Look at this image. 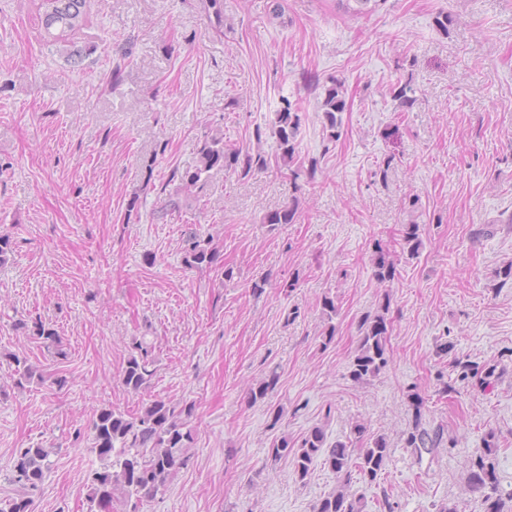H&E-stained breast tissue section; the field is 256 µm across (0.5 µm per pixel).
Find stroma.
<instances>
[{
    "instance_id": "stroma-1",
    "label": "stroma",
    "mask_w": 512,
    "mask_h": 512,
    "mask_svg": "<svg viewBox=\"0 0 512 512\" xmlns=\"http://www.w3.org/2000/svg\"><path fill=\"white\" fill-rule=\"evenodd\" d=\"M206 4L88 0L74 67L44 41L32 0H0V236L12 247L0 265V507L18 494L16 450L38 444L52 466L31 512H86L96 411L165 398L197 405L191 460L143 512H312L335 474L319 465L300 483L268 450L315 425L345 439L356 420L391 442L381 481L396 512L441 501L484 512L466 486L486 432L512 487V288L492 284L512 261V224L497 222L512 213V0H381L363 15L351 0H223L219 17ZM333 78L348 109L332 142L320 103ZM404 83L409 106L389 94ZM285 98L301 115L291 167L246 178L214 169L187 207L166 211L168 178L196 165L205 133L273 157ZM383 163L382 182L373 173ZM291 202L296 223L265 224ZM492 222L494 235L479 236ZM405 224L422 233L413 260L398 244ZM191 230L213 235L212 265L185 266ZM378 243L397 264L389 288L372 276ZM327 296L339 307L330 322ZM385 301L389 365L354 385L360 321ZM19 319L56 329L67 359ZM139 337L154 347L156 374L134 396L119 375ZM447 340L496 365L493 393L439 397L436 346ZM13 354L67 385L16 388ZM273 368L276 391L250 403L248 388ZM415 394L455 448L420 460L404 448Z\"/></svg>"
}]
</instances>
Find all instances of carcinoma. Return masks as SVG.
I'll return each instance as SVG.
<instances>
[{"instance_id": "carcinoma-1", "label": "carcinoma", "mask_w": 512, "mask_h": 512, "mask_svg": "<svg viewBox=\"0 0 512 512\" xmlns=\"http://www.w3.org/2000/svg\"><path fill=\"white\" fill-rule=\"evenodd\" d=\"M36 5L47 40L66 47L68 59L75 62L81 59L82 52L70 48V44L86 23L87 0H37ZM347 108L342 84L331 80L330 85L324 87L321 102L324 128L330 139L340 138L342 113ZM300 125L301 116L297 109L289 100H283V107L276 113L274 135L277 143L275 158L284 166L293 164L296 159ZM215 167L245 178L268 170L269 161L260 152L253 154L227 146L221 133L208 134L198 150L194 170L181 175L172 172L171 178H179V184L169 196L167 207L173 211L180 210L183 198L191 196L198 183L203 181V175ZM297 214L298 207L290 203L266 215L264 223L271 226L293 224ZM399 245L408 258H417L423 246L420 225H402ZM182 252L184 263L191 268L212 265L215 261L213 236L197 232L189 234L182 241ZM396 276L397 267L391 251L376 245L373 257L376 282L384 286L392 283ZM388 311L389 302L385 301L380 310L364 315L360 321V343L349 363V377L355 385L367 383L389 364ZM34 331L49 353L62 359L66 357L63 342L55 330L36 320ZM454 350L455 345L451 341L437 346V356L448 359L449 369L446 374H437L439 396L455 398L461 395V384L476 386L485 394L492 392L496 366L465 359ZM9 359L15 365L13 379L17 388L23 389L35 381H48L60 390L67 383L65 376H47L25 357L13 354ZM153 365L152 344L143 339L133 342L121 372V384L125 390L131 394L145 391L155 375ZM278 383V372L269 370L249 388V399L253 403L265 400ZM412 407V424L405 433L404 444L417 460L439 448L455 447L443 425L423 424V400L420 397H412ZM195 412L196 403L193 401L173 402L162 398L152 400L135 414L114 407L98 410L89 426V440L90 451L100 465L88 477L87 512H112L116 502L123 506L122 512H139L140 505L163 493L190 460L188 448L193 443L190 423ZM350 434L348 440L331 444L327 443L326 434L319 426L312 427L299 440L283 434L274 440L269 455L274 461L290 460L294 473L302 482L311 475L317 463L336 474V489L317 501L312 512H368L365 498L350 491L351 484L357 481L380 488V495L376 496L379 512H395L391 494L378 482L391 455L386 437L370 432L367 425L359 421L351 424ZM497 450L496 434L489 431L482 438V447L475 451L469 474V491L480 494L485 512H504L505 499L512 500V492L507 493L501 487L493 463L489 461ZM50 456L51 451L39 445L17 450L10 481L19 489V494L9 502L8 508L0 512H30L28 492L37 490L43 482L51 465Z\"/></svg>"}]
</instances>
